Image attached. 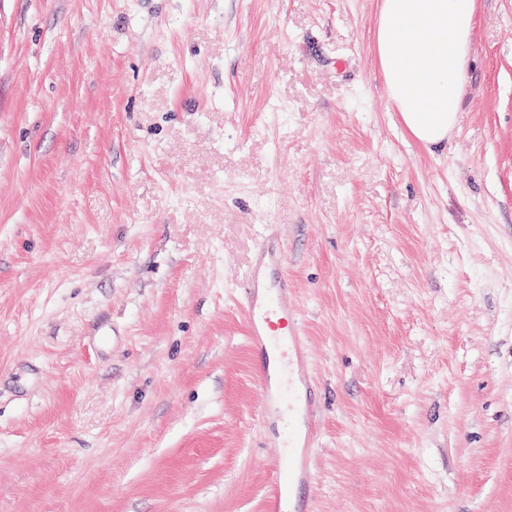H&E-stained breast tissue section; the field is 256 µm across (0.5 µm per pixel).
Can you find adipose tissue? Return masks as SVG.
Segmentation results:
<instances>
[{
	"mask_svg": "<svg viewBox=\"0 0 512 512\" xmlns=\"http://www.w3.org/2000/svg\"><path fill=\"white\" fill-rule=\"evenodd\" d=\"M475 26L474 0H383L375 49L408 133L443 147L455 128Z\"/></svg>",
	"mask_w": 512,
	"mask_h": 512,
	"instance_id": "obj_1",
	"label": "adipose tissue"
}]
</instances>
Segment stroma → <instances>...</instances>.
<instances>
[{"label":"stroma","instance_id":"1","mask_svg":"<svg viewBox=\"0 0 512 512\" xmlns=\"http://www.w3.org/2000/svg\"><path fill=\"white\" fill-rule=\"evenodd\" d=\"M381 0H0V512H263L237 286L288 274L314 512H512V0L428 151Z\"/></svg>","mask_w":512,"mask_h":512}]
</instances>
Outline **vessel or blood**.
<instances>
[{
  "label": "vessel or blood",
  "instance_id": "b4317fda",
  "mask_svg": "<svg viewBox=\"0 0 512 512\" xmlns=\"http://www.w3.org/2000/svg\"><path fill=\"white\" fill-rule=\"evenodd\" d=\"M271 260L276 278L268 279L260 267H252L241 292L248 343L258 355L254 381L260 416L263 421L275 422L282 450V464L273 472L266 490L264 512H311V500L293 497L292 490L315 482L312 446L317 435L316 401L288 277L286 247H279Z\"/></svg>",
  "mask_w": 512,
  "mask_h": 512
}]
</instances>
